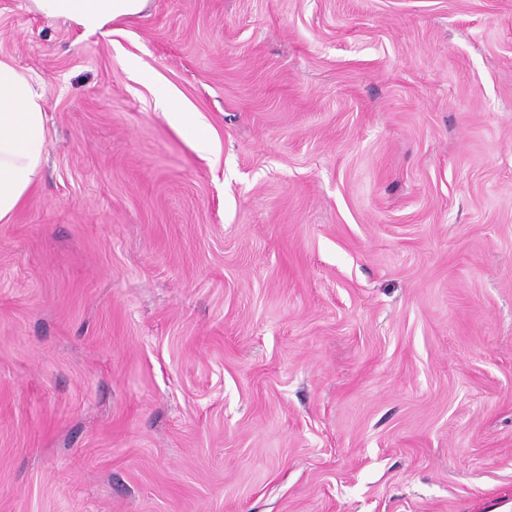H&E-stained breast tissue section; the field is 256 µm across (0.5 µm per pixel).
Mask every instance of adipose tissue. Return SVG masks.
Listing matches in <instances>:
<instances>
[{
  "instance_id": "obj_1",
  "label": "adipose tissue",
  "mask_w": 512,
  "mask_h": 512,
  "mask_svg": "<svg viewBox=\"0 0 512 512\" xmlns=\"http://www.w3.org/2000/svg\"><path fill=\"white\" fill-rule=\"evenodd\" d=\"M46 18L71 22L85 33L137 16L149 0H33ZM42 96L30 78L0 60V222L7 221L36 187L47 147Z\"/></svg>"
}]
</instances>
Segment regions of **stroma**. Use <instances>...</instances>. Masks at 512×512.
<instances>
[{"instance_id":"35a3bbf8","label":"stroma","mask_w":512,"mask_h":512,"mask_svg":"<svg viewBox=\"0 0 512 512\" xmlns=\"http://www.w3.org/2000/svg\"><path fill=\"white\" fill-rule=\"evenodd\" d=\"M0 60V512H512V0H0ZM36 10L48 19L72 22L85 33L103 32L118 19L137 16L149 0H33ZM42 96L31 79L0 60V222L36 187L47 147Z\"/></svg>"}]
</instances>
